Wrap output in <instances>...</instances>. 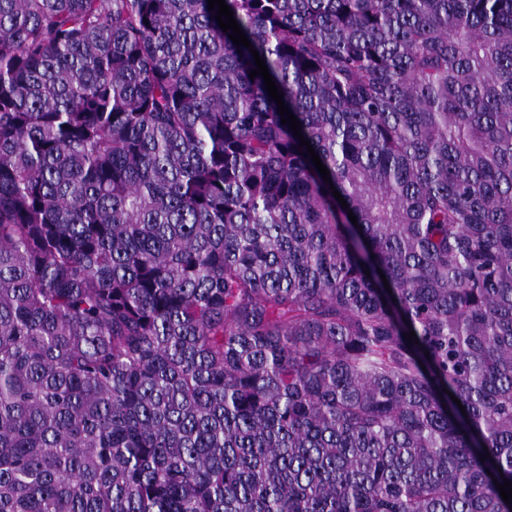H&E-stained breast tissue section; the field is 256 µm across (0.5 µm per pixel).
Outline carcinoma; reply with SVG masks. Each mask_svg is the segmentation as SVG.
I'll list each match as a JSON object with an SVG mask.
<instances>
[{
  "mask_svg": "<svg viewBox=\"0 0 512 512\" xmlns=\"http://www.w3.org/2000/svg\"><path fill=\"white\" fill-rule=\"evenodd\" d=\"M225 3L331 183L208 0H0V512H512V0Z\"/></svg>",
  "mask_w": 512,
  "mask_h": 512,
  "instance_id": "1",
  "label": "carcinoma"
}]
</instances>
